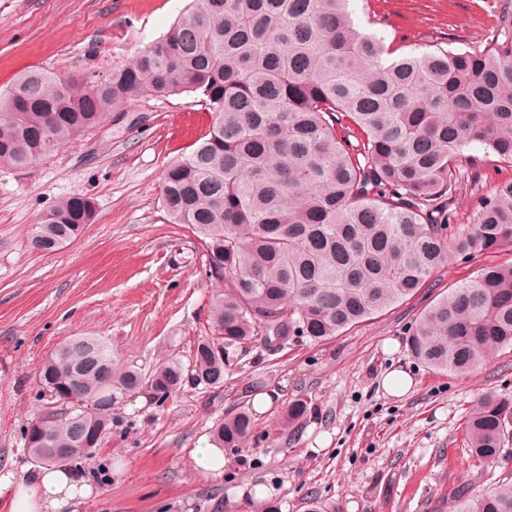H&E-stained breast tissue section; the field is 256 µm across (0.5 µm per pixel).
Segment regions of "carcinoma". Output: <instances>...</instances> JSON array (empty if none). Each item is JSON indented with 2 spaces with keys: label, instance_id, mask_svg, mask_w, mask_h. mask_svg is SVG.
<instances>
[{
  "label": "carcinoma",
  "instance_id": "1",
  "mask_svg": "<svg viewBox=\"0 0 512 512\" xmlns=\"http://www.w3.org/2000/svg\"><path fill=\"white\" fill-rule=\"evenodd\" d=\"M349 0H189L186 13L126 65L62 76L37 67L0 91V165L27 167L144 96H200L211 117L189 153L170 161L160 200L170 222L201 241L207 278L220 285L199 339L196 384L224 383V348L305 336L324 341L413 297L453 255L465 261L512 243V181L478 199L474 222L451 231L449 206L471 143L512 167V23L485 45L394 54L361 28ZM80 196L32 225L31 247L53 251L93 216ZM512 349V263L480 268L419 315L409 350L434 371L464 375ZM158 402L184 386L181 362L148 379L95 336H73L39 373L50 396L25 434L35 461L69 465L112 433V384ZM68 401V415L51 404ZM243 410L213 439L242 448ZM467 445L492 464L512 442V400L479 396ZM442 512H512V477L477 496L467 488Z\"/></svg>",
  "mask_w": 512,
  "mask_h": 512
}]
</instances>
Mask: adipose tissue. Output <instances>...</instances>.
I'll return each mask as SVG.
<instances>
[{
	"label": "adipose tissue",
	"instance_id": "obj_1",
	"mask_svg": "<svg viewBox=\"0 0 512 512\" xmlns=\"http://www.w3.org/2000/svg\"><path fill=\"white\" fill-rule=\"evenodd\" d=\"M91 493L88 478L77 470L40 465L22 476L0 475V497L9 498L11 512H61Z\"/></svg>",
	"mask_w": 512,
	"mask_h": 512
}]
</instances>
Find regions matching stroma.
Here are the masks:
<instances>
[{
  "label": "stroma",
  "instance_id": "35a3bbf8",
  "mask_svg": "<svg viewBox=\"0 0 512 512\" xmlns=\"http://www.w3.org/2000/svg\"><path fill=\"white\" fill-rule=\"evenodd\" d=\"M188 0H0V88L40 66L62 75H100L130 62L165 34ZM355 20L399 51L483 44L512 12V0H350ZM135 125L103 123L24 169L0 166V474L34 461L24 433L40 413L38 372L69 336L102 338L121 362L149 375L174 358L190 364L207 331L214 284L202 271L197 236L173 224L160 203L167 163L187 152L210 115L194 94L145 97L129 108ZM468 175L452 205L453 227L472 223L476 200L512 168L485 146L465 148ZM89 198L95 218L52 252L30 247L29 232L56 201ZM512 262V244L464 262L451 258L414 297L328 341L297 337L276 351L247 343L225 350L224 382L186 383L165 403L128 414L112 410V433L94 465L77 461L92 495L73 512H253L250 490H272L280 512H433L439 498L478 493L512 473V460L487 468L464 438L481 393L512 399V351L472 374L436 372L409 351L419 313L484 265ZM410 373L403 397L380 386L390 370ZM252 388L276 390L255 418L235 465L213 480L185 456L224 414L246 409ZM308 412L284 416L297 398ZM329 445H322L323 435Z\"/></svg>",
  "mask_w": 512,
  "mask_h": 512
}]
</instances>
